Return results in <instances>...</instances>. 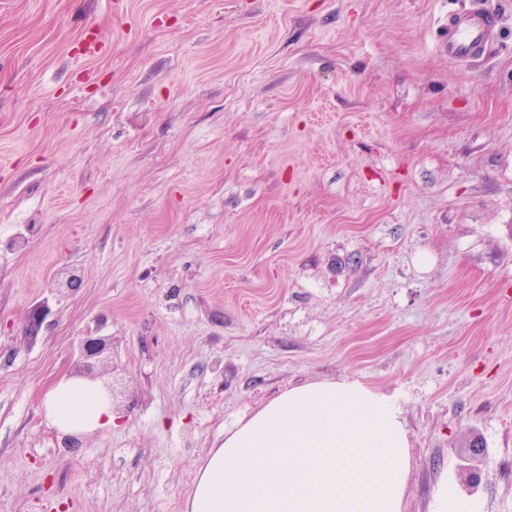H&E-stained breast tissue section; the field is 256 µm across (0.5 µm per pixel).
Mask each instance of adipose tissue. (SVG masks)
Instances as JSON below:
<instances>
[{
    "label": "adipose tissue",
    "instance_id": "1",
    "mask_svg": "<svg viewBox=\"0 0 512 512\" xmlns=\"http://www.w3.org/2000/svg\"><path fill=\"white\" fill-rule=\"evenodd\" d=\"M64 435L115 423L103 383L60 380L43 403ZM409 439L387 394L356 379L289 388L226 431L185 512H402Z\"/></svg>",
    "mask_w": 512,
    "mask_h": 512
}]
</instances>
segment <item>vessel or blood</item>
<instances>
[{
  "label": "vessel or blood",
  "mask_w": 512,
  "mask_h": 512,
  "mask_svg": "<svg viewBox=\"0 0 512 512\" xmlns=\"http://www.w3.org/2000/svg\"><path fill=\"white\" fill-rule=\"evenodd\" d=\"M499 18L488 10H452L443 27L442 46L450 60L468 64L484 57L499 36Z\"/></svg>",
  "instance_id": "b4317fda"
}]
</instances>
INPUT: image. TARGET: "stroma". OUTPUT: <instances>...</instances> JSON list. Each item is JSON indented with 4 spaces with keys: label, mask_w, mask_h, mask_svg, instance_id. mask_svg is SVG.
<instances>
[{
    "label": "stroma",
    "mask_w": 512,
    "mask_h": 512,
    "mask_svg": "<svg viewBox=\"0 0 512 512\" xmlns=\"http://www.w3.org/2000/svg\"><path fill=\"white\" fill-rule=\"evenodd\" d=\"M112 2L0 0V512H184L225 430L343 377L402 412L403 512L470 467L512 512V0ZM88 334L118 420L70 450ZM498 27V16L488 10L449 11L442 35L448 59L461 64L480 60L499 37ZM110 350L108 336H86L80 344V358L76 366L78 374L94 379L97 365L107 358Z\"/></svg>",
    "instance_id": "stroma-1"
}]
</instances>
